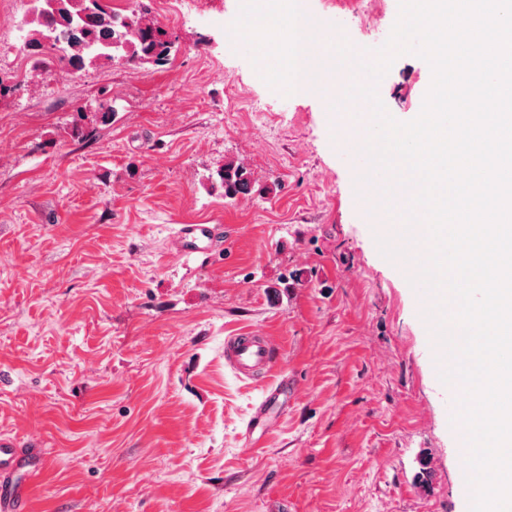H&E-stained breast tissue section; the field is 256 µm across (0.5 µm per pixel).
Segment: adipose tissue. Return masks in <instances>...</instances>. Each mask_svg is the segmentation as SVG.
<instances>
[{"label": "adipose tissue", "mask_w": 512, "mask_h": 512, "mask_svg": "<svg viewBox=\"0 0 512 512\" xmlns=\"http://www.w3.org/2000/svg\"><path fill=\"white\" fill-rule=\"evenodd\" d=\"M291 3L292 0H265L263 7L251 14L249 23L239 29L240 36L248 41L252 40L254 30L268 31V38L260 44L261 50L287 66L297 52L293 40L295 25L290 21Z\"/></svg>", "instance_id": "ef3b65f1"}]
</instances>
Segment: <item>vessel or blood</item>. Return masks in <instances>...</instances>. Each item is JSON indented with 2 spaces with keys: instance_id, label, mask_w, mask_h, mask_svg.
Returning a JSON list of instances; mask_svg holds the SVG:
<instances>
[{
  "instance_id": "vessel-or-blood-1",
  "label": "vessel or blood",
  "mask_w": 512,
  "mask_h": 512,
  "mask_svg": "<svg viewBox=\"0 0 512 512\" xmlns=\"http://www.w3.org/2000/svg\"><path fill=\"white\" fill-rule=\"evenodd\" d=\"M365 136V129H354V147L348 154L358 177L369 170V161L361 150ZM274 351L270 338L257 332L236 333L224 339V361L237 378L244 380L269 378L275 366ZM43 463L42 449L20 448L13 439H0V512H19L30 481L40 474Z\"/></svg>"
}]
</instances>
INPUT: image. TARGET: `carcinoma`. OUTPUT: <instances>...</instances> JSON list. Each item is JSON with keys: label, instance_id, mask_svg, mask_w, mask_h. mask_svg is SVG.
Returning <instances> with one entry per match:
<instances>
[{"label": "carcinoma", "instance_id": "cac0c4a2", "mask_svg": "<svg viewBox=\"0 0 512 512\" xmlns=\"http://www.w3.org/2000/svg\"><path fill=\"white\" fill-rule=\"evenodd\" d=\"M31 15L23 49L40 70L50 60L66 61L73 72L93 63L122 56L139 64L163 67L170 52L162 39L157 19L136 2L129 17L132 23L118 28L112 17L117 11L100 0H31ZM210 189L234 200L253 193L250 172L242 163L228 162L209 177Z\"/></svg>", "mask_w": 512, "mask_h": 512}]
</instances>
